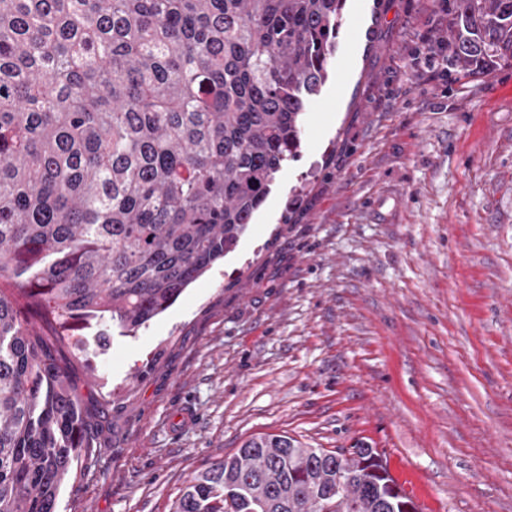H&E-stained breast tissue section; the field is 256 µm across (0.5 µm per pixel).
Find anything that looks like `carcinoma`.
Segmentation results:
<instances>
[{"instance_id":"obj_1","label":"carcinoma","mask_w":512,"mask_h":512,"mask_svg":"<svg viewBox=\"0 0 512 512\" xmlns=\"http://www.w3.org/2000/svg\"><path fill=\"white\" fill-rule=\"evenodd\" d=\"M345 5L0 0V512H55L74 461L97 447L62 353L132 335L237 248L298 156ZM452 27L465 72L512 55V0H458ZM91 326L92 342L80 334ZM323 501L419 512L369 446L286 434L253 436L195 476L175 512Z\"/></svg>"}]
</instances>
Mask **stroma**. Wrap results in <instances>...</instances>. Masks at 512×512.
<instances>
[{"mask_svg":"<svg viewBox=\"0 0 512 512\" xmlns=\"http://www.w3.org/2000/svg\"><path fill=\"white\" fill-rule=\"evenodd\" d=\"M440 16L347 0L299 156L237 249L70 360L100 439L56 512H173L263 433L368 443L422 512H512V57L414 68L450 39Z\"/></svg>","mask_w":512,"mask_h":512,"instance_id":"1","label":"stroma"}]
</instances>
